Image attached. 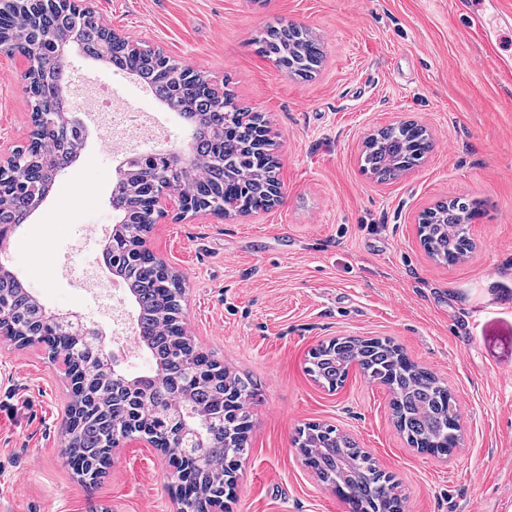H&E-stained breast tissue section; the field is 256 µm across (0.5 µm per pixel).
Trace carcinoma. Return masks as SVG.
Wrapping results in <instances>:
<instances>
[{
  "label": "carcinoma",
  "instance_id": "obj_1",
  "mask_svg": "<svg viewBox=\"0 0 512 512\" xmlns=\"http://www.w3.org/2000/svg\"><path fill=\"white\" fill-rule=\"evenodd\" d=\"M74 20L58 14L48 19L40 34L29 32L24 16L16 15L0 24V40L16 51L30 42L38 43L47 69L33 78L57 81L64 67L60 59L71 39ZM79 40L90 57L131 72L155 88V96L188 122L192 143L188 161L169 156L133 154L124 163V176L112 186V210L124 224H145L149 220L146 198L153 191L152 176L158 170L169 172V186L178 189L205 170L206 181L224 187V195L214 208L225 213H247L269 209L267 186L278 181V162L273 152L267 123L261 114L241 106L226 90L221 98L202 97L191 90L207 77L141 48L133 61L102 45L97 25L87 22ZM260 52L274 57L289 74L306 76L319 66L323 57L320 42L297 27L267 29L257 35ZM46 133L61 142L55 170L67 168L80 151L84 130L77 124L64 125L62 112ZM433 144L421 126L401 123L387 127L376 138L365 142L364 167L383 180L397 178L419 164ZM23 177L37 179L41 188L53 179V172L40 169V159L30 156ZM41 196L0 194V225L25 222L28 212ZM481 203L456 198L447 207L425 211L418 224L420 240L429 254L445 263L463 260L473 249L468 224L480 212ZM109 266L116 269L136 301L139 338L145 344L154 370L133 377L114 375L85 360L83 388L71 399L68 409L82 417L78 427H66L68 454L83 463L86 474L101 462V449L114 442L115 432L123 437L146 432L160 439L175 429L172 406L181 401L209 415H224L205 437L198 463V478L209 499L224 485V471L213 464L238 461L246 453L249 414L245 404L257 396L255 383L229 374L199 351L186 335L180 316L182 293L179 276L151 269L149 260L122 235L113 239ZM0 307L8 312L22 346L33 344L71 347L72 336H35L45 316L44 306L11 274H0ZM207 370L219 371L220 378L189 381L184 365L189 359ZM370 381L385 386L390 395L392 416L410 444L425 450L448 454L461 441L457 407L448 387L432 371L409 360L390 340L336 337L311 355L308 372L314 379L335 389L343 384L352 366ZM304 463L318 479L344 497L350 512H397L398 485L383 473L373 458L358 448L349 435L331 424H310L299 432Z\"/></svg>",
  "mask_w": 512,
  "mask_h": 512
}]
</instances>
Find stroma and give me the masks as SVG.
<instances>
[{"mask_svg": "<svg viewBox=\"0 0 512 512\" xmlns=\"http://www.w3.org/2000/svg\"><path fill=\"white\" fill-rule=\"evenodd\" d=\"M107 27L176 62L230 81L262 113L279 162L282 202L220 219L159 218L150 248L181 276L182 317L198 348L258 385L252 428L224 512H348L305 466L300 428L328 423L355 439L398 483L403 512H512V75L501 71L448 0H84ZM317 36L323 62L303 79L254 43L266 26ZM71 101L87 125L0 263L50 311L81 312L106 335L120 371L150 361L113 333L108 304L75 270L96 266L111 229L112 185L125 141L105 142L102 113L80 91L94 82L118 105L165 128L152 148L188 153L179 116L135 77L71 53ZM21 56L0 53V147L28 138ZM412 121L433 149L380 181L361 167L368 133ZM483 199L475 248L456 264L426 253L419 217L437 202ZM341 336L388 338L434 371L458 402L463 442L420 453L393 424L389 396L358 370L328 390L310 352ZM69 379L41 345L0 341V512H178L168 458L140 436L121 440L94 485L74 473L64 424Z\"/></svg>", "mask_w": 512, "mask_h": 512, "instance_id": "obj_1", "label": "stroma"}]
</instances>
